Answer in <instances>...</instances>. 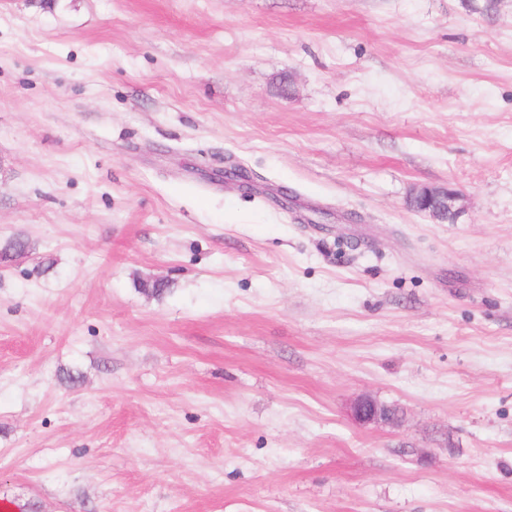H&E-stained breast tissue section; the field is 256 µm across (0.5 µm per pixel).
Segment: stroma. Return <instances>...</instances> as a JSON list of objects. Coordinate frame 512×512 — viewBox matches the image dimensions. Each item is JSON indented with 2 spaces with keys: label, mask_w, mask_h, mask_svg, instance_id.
Returning <instances> with one entry per match:
<instances>
[{
  "label": "stroma",
  "mask_w": 512,
  "mask_h": 512,
  "mask_svg": "<svg viewBox=\"0 0 512 512\" xmlns=\"http://www.w3.org/2000/svg\"><path fill=\"white\" fill-rule=\"evenodd\" d=\"M16 237L0 504L512 512V0H0ZM417 202V211L429 214L434 220H437V211L435 203L439 202L447 208L448 214L455 218L456 205L460 200L457 192L446 188H423L414 195ZM355 415L364 423H376L391 419L389 411L370 400H361L355 405Z\"/></svg>",
  "instance_id": "obj_1"
}]
</instances>
